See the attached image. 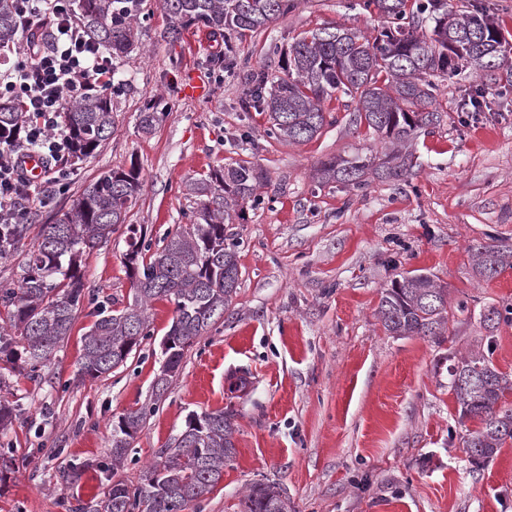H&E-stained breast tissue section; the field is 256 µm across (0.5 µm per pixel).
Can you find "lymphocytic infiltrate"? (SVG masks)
Instances as JSON below:
<instances>
[{
  "instance_id": "f902f5d3",
  "label": "lymphocytic infiltrate",
  "mask_w": 512,
  "mask_h": 512,
  "mask_svg": "<svg viewBox=\"0 0 512 512\" xmlns=\"http://www.w3.org/2000/svg\"><path fill=\"white\" fill-rule=\"evenodd\" d=\"M68 0H15L17 37L0 44V99L20 101L26 122L20 134L0 141V225L19 223L26 207L44 203L22 169L25 154L38 153L47 183L59 184L56 162L69 152L62 114L66 96L112 87V59L86 38ZM51 30L50 47L38 45Z\"/></svg>"
}]
</instances>
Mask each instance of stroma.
Masks as SVG:
<instances>
[{"instance_id":"stroma-1","label":"stroma","mask_w":512,"mask_h":512,"mask_svg":"<svg viewBox=\"0 0 512 512\" xmlns=\"http://www.w3.org/2000/svg\"><path fill=\"white\" fill-rule=\"evenodd\" d=\"M362 3L295 0L286 17L238 41L237 65L220 77L210 61L222 47L209 31L163 40L160 0H144L137 46L115 64L114 133L87 161L66 163L67 190H51L25 239L0 259V282L19 279L41 225L102 171L138 162L144 190L127 221L155 240L187 224V178L248 160L269 181L262 204L230 227L240 271L232 305L185 351L162 398L152 385L174 315L165 299L153 302L151 335L124 366L75 377L96 303L132 300L121 229L84 257L89 297L39 377L0 360V396L17 414L0 429L12 458L0 470V512H67L73 498L98 500L111 479L139 484L190 414L215 410L234 415L235 454L214 493L188 512H238L256 482L286 489L295 512H512V442L492 460L470 461L463 441L480 423L459 422L448 376L450 358L487 345L512 378V321L501 320L490 342L481 322L490 308L512 307V267L479 278L468 252L512 247V79L469 71L437 79L442 121L419 130L412 175L359 189L312 178L321 160L387 150L356 122L347 96L325 102L335 124L301 144L268 137L265 114L245 106L249 73L278 75L280 49L301 32L348 27L375 37L382 20ZM191 76L205 88L193 101L183 96ZM157 94L168 111L142 133L138 116ZM415 271L448 290L455 316L442 342L391 336L377 317L383 289ZM242 372L249 385L238 390L230 377ZM149 403L155 410L124 462L100 470L113 421ZM79 462L86 468L70 483Z\"/></svg>"}]
</instances>
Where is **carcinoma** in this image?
<instances>
[{
    "label": "carcinoma",
    "mask_w": 512,
    "mask_h": 512,
    "mask_svg": "<svg viewBox=\"0 0 512 512\" xmlns=\"http://www.w3.org/2000/svg\"><path fill=\"white\" fill-rule=\"evenodd\" d=\"M71 12L90 40L120 59L136 47L135 24L143 0H69ZM166 27L161 36L174 40L190 26H202L224 40V55L211 61L218 69L233 65L235 42L246 33L286 16L294 0H161ZM384 19L370 39L356 28L317 29L296 39L281 57L280 75L250 76L253 106L268 115L267 134L289 143L318 136L327 119L324 102L340 92L355 103L359 120L391 144L383 157L355 153L320 162L315 178L362 188L369 177L399 180L413 168L405 149L417 131L436 126V76L457 75L467 69L495 72L512 69L506 39L490 13L462 12L448 0H422L417 12L433 23L431 33L413 28L406 0H363ZM16 35L15 3L0 0V43ZM158 98L139 113V128L153 130L163 117ZM26 121L17 105L0 101V139ZM64 121L78 160L95 153L115 129L112 99L86 92L65 102ZM268 181L258 165L241 161L210 170L207 177L186 183L193 199L190 224L170 232L152 249L146 231L127 224L123 264L131 282L132 302L120 309L106 301L82 339V356L75 377L98 378L124 365L133 348L150 336L147 307L159 299L174 304V316L163 338L166 359L155 377L156 396L167 390L185 350L224 318L239 281L237 243L228 225L240 212L261 203L258 189ZM136 161L127 169L104 171L54 221L42 225L17 287H0V304L23 341L0 334V355L33 378L52 361L70 336L77 311L85 299L83 257L109 241L142 190ZM24 224H11L0 238L8 251L25 238ZM475 275L487 278L512 266V249L480 244L471 248ZM423 273L406 276L382 291L378 318L392 336L440 339L448 330V289ZM450 388L458 405L459 422L477 419L481 429L463 444L471 458L494 457L512 440V406L502 404L512 380L499 372L481 349H472L448 367ZM233 414L211 411L194 414L182 433L144 471L139 485L114 480L96 502L68 505L69 512H186L208 499L224 478V464L235 454ZM146 411H130L112 424V464L125 458L130 439ZM240 512H293L288 494L274 483H255L240 500Z\"/></svg>",
    "instance_id": "1"
}]
</instances>
